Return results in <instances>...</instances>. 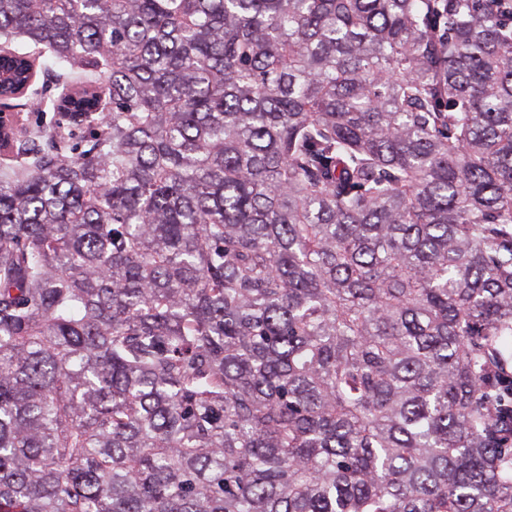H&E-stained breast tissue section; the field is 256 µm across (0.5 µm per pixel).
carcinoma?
<instances>
[{
    "label": "carcinoma",
    "instance_id": "carcinoma-1",
    "mask_svg": "<svg viewBox=\"0 0 512 512\" xmlns=\"http://www.w3.org/2000/svg\"><path fill=\"white\" fill-rule=\"evenodd\" d=\"M0 512H512V0H0Z\"/></svg>",
    "mask_w": 512,
    "mask_h": 512
}]
</instances>
